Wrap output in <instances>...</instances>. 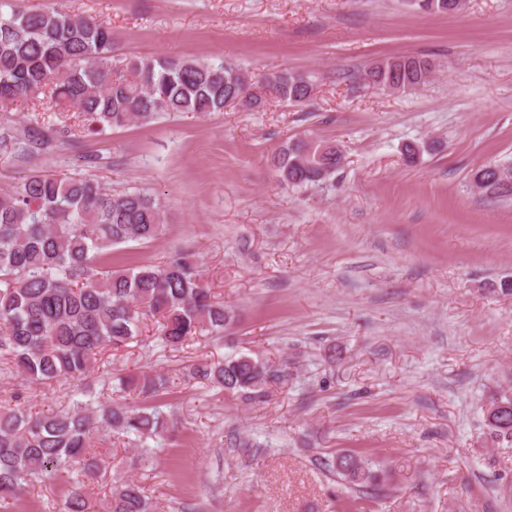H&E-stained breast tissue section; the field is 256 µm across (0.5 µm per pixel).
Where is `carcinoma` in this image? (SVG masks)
Listing matches in <instances>:
<instances>
[{"instance_id": "cac0c4a2", "label": "carcinoma", "mask_w": 512, "mask_h": 512, "mask_svg": "<svg viewBox=\"0 0 512 512\" xmlns=\"http://www.w3.org/2000/svg\"><path fill=\"white\" fill-rule=\"evenodd\" d=\"M460 0H406L414 10L434 15L460 11ZM435 72L419 55L391 57L365 70L366 86L388 93L420 89ZM229 62L203 63L168 56L134 59L117 68L112 30L102 20L55 9L0 12V106L44 95L60 112L89 116L104 132L162 114L222 112L248 95L247 106L261 108L265 95L293 106L312 96L313 83L289 71L243 82ZM50 142L37 126L0 132V155L23 158ZM427 142L402 147L411 165L432 150ZM335 143L312 137L289 140L271 159L277 180L291 188L325 184L342 166ZM487 171L473 178L480 193L511 200ZM157 199L140 190L112 192L86 176L45 172L28 175L0 197V369L29 383L71 381L68 405L31 414L0 406V503L22 489L71 473L64 512H90L85 480L105 468L99 451L112 434L140 442L138 455L153 456L147 440L160 437L164 417L151 401L163 394L170 377L161 371L114 374L98 363L106 350L139 342L145 320L164 348L179 349L204 333L221 338L232 314L203 283L196 263L180 255L161 264L113 268L116 246L153 242L163 233ZM97 374V383L87 382ZM182 377L247 397L269 385L288 383V371L247 353L191 364ZM101 385L135 392L148 403L131 409L105 402ZM490 435L512 442V394L493 400L484 418ZM322 469L358 490L377 491L384 472L355 454L319 458ZM106 512H153L150 499L134 481L112 488Z\"/></svg>"}]
</instances>
